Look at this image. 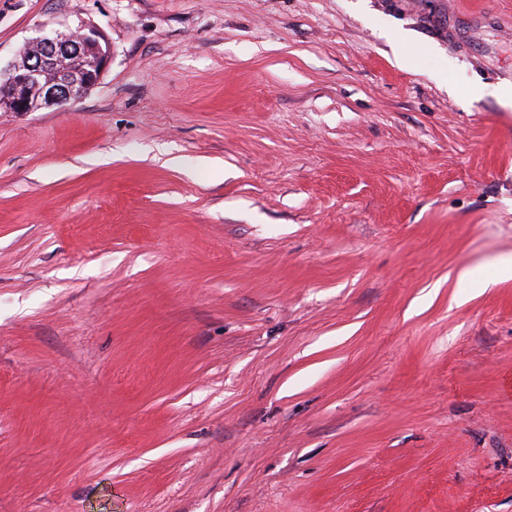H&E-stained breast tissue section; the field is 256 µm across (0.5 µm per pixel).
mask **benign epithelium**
<instances>
[{
	"mask_svg": "<svg viewBox=\"0 0 512 512\" xmlns=\"http://www.w3.org/2000/svg\"><path fill=\"white\" fill-rule=\"evenodd\" d=\"M30 43L38 45V50L21 62L0 66V108L6 112L74 103L99 81L110 62L109 44L93 26L55 30Z\"/></svg>",
	"mask_w": 512,
	"mask_h": 512,
	"instance_id": "obj_1",
	"label": "benign epithelium"
}]
</instances>
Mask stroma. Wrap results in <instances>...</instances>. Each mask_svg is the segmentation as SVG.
<instances>
[{"instance_id": "stroma-1", "label": "stroma", "mask_w": 512, "mask_h": 512, "mask_svg": "<svg viewBox=\"0 0 512 512\" xmlns=\"http://www.w3.org/2000/svg\"><path fill=\"white\" fill-rule=\"evenodd\" d=\"M0 512H512V0H0ZM27 43L38 45V50L28 53L23 62L0 65V108L5 112H34L76 102L99 81L111 57L104 34L82 24Z\"/></svg>"}]
</instances>
